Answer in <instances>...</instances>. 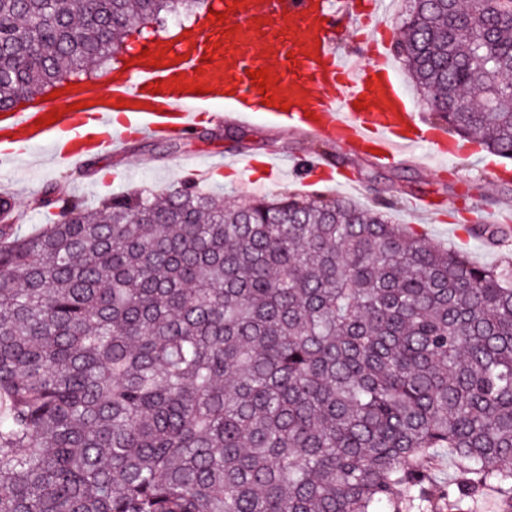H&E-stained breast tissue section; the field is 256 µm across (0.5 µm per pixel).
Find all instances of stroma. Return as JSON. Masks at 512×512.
I'll list each match as a JSON object with an SVG mask.
<instances>
[{
    "label": "stroma",
    "instance_id": "stroma-1",
    "mask_svg": "<svg viewBox=\"0 0 512 512\" xmlns=\"http://www.w3.org/2000/svg\"><path fill=\"white\" fill-rule=\"evenodd\" d=\"M472 145V140L462 139L452 153L439 155L426 144L407 161L380 165L340 143L275 127L260 116L248 123L225 119L218 105L173 147L165 141L134 139L121 151L87 157L75 168L52 165L43 152L28 154L16 168L0 171V195L15 198L24 217L19 228L26 234L53 217L37 206L48 186H58L94 208L109 196L168 189L194 170L208 168L211 178L200 183V190L221 194L229 204L288 192L322 193L367 208L387 204L395 223L409 225L430 242L464 249L480 265L505 266L512 263V237L492 244L472 229L491 227L493 213L512 210V164L502 165L484 151L472 152ZM243 155L255 160L254 169L232 167V160ZM317 155L335 157L334 181L306 179L304 163ZM268 158L277 159L278 176L263 168ZM415 199L428 200L434 216L416 214L411 207Z\"/></svg>",
    "mask_w": 512,
    "mask_h": 512
}]
</instances>
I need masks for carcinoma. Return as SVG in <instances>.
<instances>
[{"instance_id":"cac0c4a2","label":"carcinoma","mask_w":512,"mask_h":512,"mask_svg":"<svg viewBox=\"0 0 512 512\" xmlns=\"http://www.w3.org/2000/svg\"><path fill=\"white\" fill-rule=\"evenodd\" d=\"M207 2L0 0V110ZM407 3L428 108L512 159V0L464 40ZM38 205L0 224V512H512V268L321 195Z\"/></svg>"}]
</instances>
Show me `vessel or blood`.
Wrapping results in <instances>:
<instances>
[{
    "label": "vessel or blood",
    "instance_id": "1",
    "mask_svg": "<svg viewBox=\"0 0 512 512\" xmlns=\"http://www.w3.org/2000/svg\"><path fill=\"white\" fill-rule=\"evenodd\" d=\"M349 9L347 0H221L220 17H208L205 31L190 27L174 43H150L148 56L131 55L105 82L61 89L54 124L44 125L50 109L42 102L1 112L0 169L35 147L64 165L110 155L135 137H182L216 105L243 121L264 113L381 164L424 143L447 152V129L410 112L383 25L362 39L361 52L339 49L335 16ZM271 53L277 62L262 90L249 72Z\"/></svg>",
    "mask_w": 512,
    "mask_h": 512
}]
</instances>
